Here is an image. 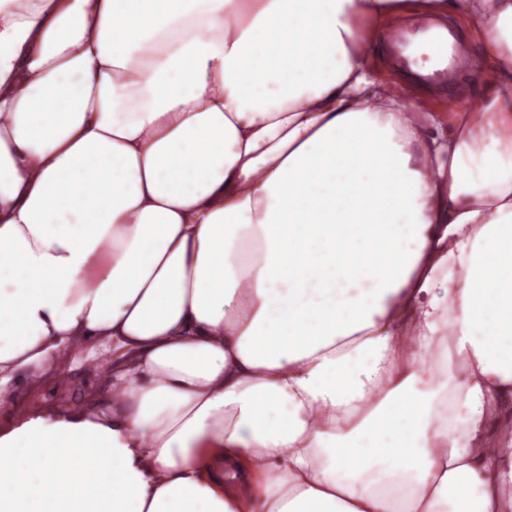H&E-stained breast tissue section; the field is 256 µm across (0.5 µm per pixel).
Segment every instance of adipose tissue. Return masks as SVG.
Wrapping results in <instances>:
<instances>
[{
	"instance_id": "obj_1",
	"label": "adipose tissue",
	"mask_w": 512,
	"mask_h": 512,
	"mask_svg": "<svg viewBox=\"0 0 512 512\" xmlns=\"http://www.w3.org/2000/svg\"><path fill=\"white\" fill-rule=\"evenodd\" d=\"M408 13L480 112L373 75ZM81 353L0 512H512V0H0V410ZM387 48L394 53L400 65L413 70L417 60L415 53L423 47L427 52L429 67L418 73L420 80L435 84L451 86L453 94L462 96L478 105L484 92V78L467 70H475L477 62L468 52L462 51L455 34L433 18L420 21L410 34L395 32L387 39ZM462 72V73H461ZM99 364V363H98ZM98 364H73L61 380L50 379L38 387L23 391L15 415L27 411L51 409L57 412L75 411L88 405L96 396L106 376Z\"/></svg>"
}]
</instances>
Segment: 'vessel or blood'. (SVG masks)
I'll list each match as a JSON object with an SVG mask.
<instances>
[{
    "label": "vessel or blood",
    "mask_w": 512,
    "mask_h": 512,
    "mask_svg": "<svg viewBox=\"0 0 512 512\" xmlns=\"http://www.w3.org/2000/svg\"><path fill=\"white\" fill-rule=\"evenodd\" d=\"M387 47L407 70L416 65L417 50L425 49L430 65L419 78L430 84H450L461 72L477 67L470 54L461 50L455 34L432 18L421 20L411 33L392 34L387 40Z\"/></svg>",
    "instance_id": "b4317fda"
}]
</instances>
